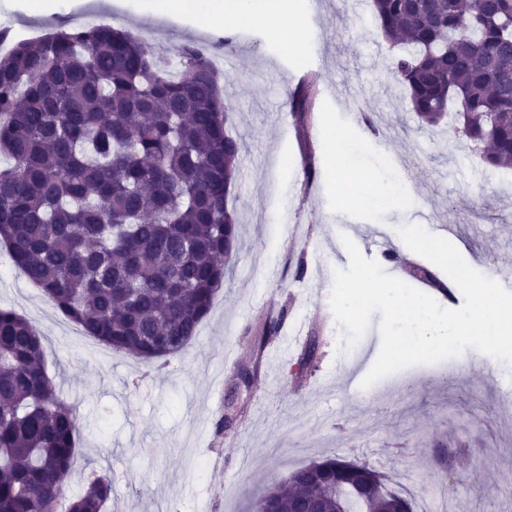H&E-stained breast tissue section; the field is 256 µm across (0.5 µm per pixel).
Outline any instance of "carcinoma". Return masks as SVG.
<instances>
[{
	"instance_id": "carcinoma-1",
	"label": "carcinoma",
	"mask_w": 512,
	"mask_h": 512,
	"mask_svg": "<svg viewBox=\"0 0 512 512\" xmlns=\"http://www.w3.org/2000/svg\"><path fill=\"white\" fill-rule=\"evenodd\" d=\"M394 48L392 72L420 126L447 124L496 168L512 169V0H372ZM313 83L291 117L314 123ZM206 52L163 54L108 24L21 41L0 57V243L15 266L83 332L141 362L181 353L224 284L237 249L229 205L244 143ZM413 280L445 285L394 249ZM269 317L259 344L280 333ZM76 415L47 373L42 339L0 309V512H56L76 452ZM472 458L457 449L447 471ZM397 512L400 493L363 462L311 461L256 506L290 512ZM112 479L95 475L67 512H105Z\"/></svg>"
}]
</instances>
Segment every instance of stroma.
Instances as JSON below:
<instances>
[{
	"mask_svg": "<svg viewBox=\"0 0 512 512\" xmlns=\"http://www.w3.org/2000/svg\"><path fill=\"white\" fill-rule=\"evenodd\" d=\"M51 15L17 10L0 0V18L34 28L38 36L90 22L122 28L169 50L205 48L210 34L178 20L142 14L105 0H61ZM306 29L310 55L283 54L267 29L240 28L222 58L229 125L245 149L232 203L238 248L226 263L224 285L194 339L177 355L147 366L86 336L27 283L0 246V308L38 330L47 372L77 417V448L69 492L92 474L112 479L107 512H252L258 496L309 461L338 457L385 472L394 490L434 487L429 457L439 448L476 446L475 471L446 480L453 512H504L512 503V366L475 349L434 364L397 371L372 390L352 391L347 374L374 363L377 350L344 361L339 328L329 317L333 272L349 253L336 235V212L350 224L380 225L388 244L415 260L397 233L421 211L446 224L465 261L481 273L500 268L512 291V172L467 162L464 143L423 130L391 75L392 51L374 21L371 0H314ZM315 71L321 95L308 136L294 126L287 104L299 77ZM371 124H364L363 116ZM345 130L364 152L343 170L323 155L326 129ZM318 177L303 186V161ZM397 176L405 194L394 207L367 203L364 183ZM307 272L295 280L298 261ZM281 312V336L264 350L256 330L267 310ZM318 349L307 370L299 362L309 337ZM249 369L250 386L237 374ZM235 403L234 425L218 419Z\"/></svg>",
	"mask_w": 512,
	"mask_h": 512,
	"instance_id": "1",
	"label": "stroma"
}]
</instances>
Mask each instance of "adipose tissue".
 <instances>
[{"mask_svg":"<svg viewBox=\"0 0 512 512\" xmlns=\"http://www.w3.org/2000/svg\"><path fill=\"white\" fill-rule=\"evenodd\" d=\"M143 8L172 18L196 16L203 31L226 39L234 37L243 25L270 19L282 30L286 49H306L301 39L302 18L310 8L299 0H145Z\"/></svg>","mask_w":512,"mask_h":512,"instance_id":"1","label":"adipose tissue"}]
</instances>
